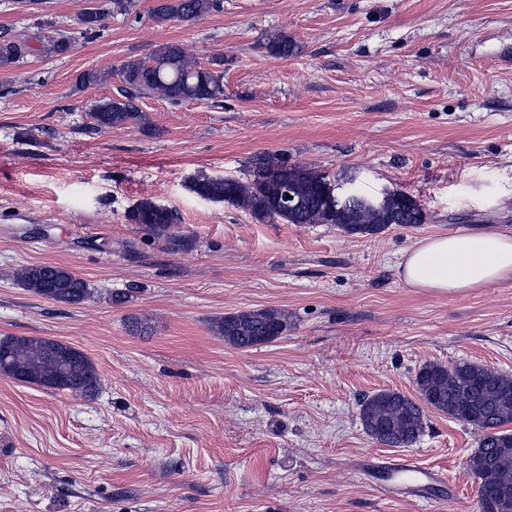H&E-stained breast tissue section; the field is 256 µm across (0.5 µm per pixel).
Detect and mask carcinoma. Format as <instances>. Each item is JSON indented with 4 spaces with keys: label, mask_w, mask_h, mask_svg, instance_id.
<instances>
[{
    "label": "carcinoma",
    "mask_w": 512,
    "mask_h": 512,
    "mask_svg": "<svg viewBox=\"0 0 512 512\" xmlns=\"http://www.w3.org/2000/svg\"><path fill=\"white\" fill-rule=\"evenodd\" d=\"M108 7L78 18L88 34L99 32L110 14L129 15L136 0H107ZM224 11V0H156L151 18L157 24L172 20L194 21L209 13ZM266 48L278 57L295 51L288 35L268 38ZM23 41L0 31V68L19 64L29 54ZM224 57L215 56L206 65L188 57L177 45L168 44L149 58L123 64L121 86L117 93L95 102L90 111L99 128L114 127L141 120L135 100L156 93L172 103L201 101L219 103L224 99ZM287 163L267 155L256 162L252 178H218L198 173L191 187L200 197L228 202L249 212L261 222L283 224H334L347 234H378L393 224H422V208L408 206L395 197L372 207L357 202L349 206H331L322 197L321 184L328 175L309 170L296 172L284 181L273 175ZM295 199V205L282 206L276 199L283 193ZM126 219L140 224L156 236H166L175 224L172 210L149 200L129 209ZM18 282L29 291L57 303L77 305L90 297L88 284L55 265L21 268ZM288 329V315L276 309H259L228 314L216 321L213 330L236 349L248 350L271 341ZM0 373L18 381L35 383L49 389L88 395L99 387L100 377L92 360L84 352L61 341L35 337L10 336L0 339ZM418 399L398 391L384 390L359 401V418L364 432L376 443L410 447L426 428L425 408L467 421L479 432L477 448L467 464L479 487L482 512H502L501 505L512 503V376L482 365L462 363L452 366L436 362L422 365L415 378Z\"/></svg>",
    "instance_id": "cac0c4a2"
}]
</instances>
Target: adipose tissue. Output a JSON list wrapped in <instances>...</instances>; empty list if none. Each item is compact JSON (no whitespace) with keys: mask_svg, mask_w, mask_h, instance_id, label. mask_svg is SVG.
<instances>
[{"mask_svg":"<svg viewBox=\"0 0 512 512\" xmlns=\"http://www.w3.org/2000/svg\"><path fill=\"white\" fill-rule=\"evenodd\" d=\"M408 287L464 294L512 280V234L457 232L418 240L398 264Z\"/></svg>","mask_w":512,"mask_h":512,"instance_id":"ef3b65f1","label":"adipose tissue"}]
</instances>
